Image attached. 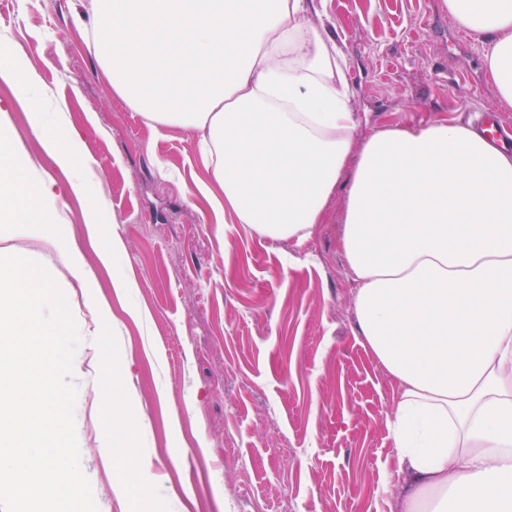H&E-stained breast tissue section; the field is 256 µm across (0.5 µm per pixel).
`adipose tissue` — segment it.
Here are the masks:
<instances>
[{"label":"adipose tissue","mask_w":512,"mask_h":512,"mask_svg":"<svg viewBox=\"0 0 512 512\" xmlns=\"http://www.w3.org/2000/svg\"><path fill=\"white\" fill-rule=\"evenodd\" d=\"M88 34L113 92L155 135L193 131L230 214L256 236L302 246L343 172L341 247L356 288L360 343L395 388L386 424L398 451L391 512H512V152L472 128L432 121L363 143L336 37L315 0H93ZM484 38L488 74L512 106V0H443ZM57 166L75 168L65 113H48L36 68L13 71ZM30 178L25 221L53 224L66 196ZM122 383L102 380L112 433L102 457L135 494L146 467Z\"/></svg>","instance_id":"obj_1"}]
</instances>
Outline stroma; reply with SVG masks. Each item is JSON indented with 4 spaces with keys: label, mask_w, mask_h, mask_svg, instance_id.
<instances>
[{
    "label": "stroma",
    "mask_w": 512,
    "mask_h": 512,
    "mask_svg": "<svg viewBox=\"0 0 512 512\" xmlns=\"http://www.w3.org/2000/svg\"><path fill=\"white\" fill-rule=\"evenodd\" d=\"M355 88L356 140L434 120L465 123L479 108L512 133L483 62L479 37L456 28L442 0H326ZM91 0H0V43L16 68L35 62L79 135L87 199L68 197L66 220L19 233L8 252L44 265L64 291L82 342L74 358L81 468L99 512H391L387 474L396 462L386 419L391 384L360 344L353 283L340 247L347 184L339 182L317 234L292 248L217 221L197 184L196 140L157 136L112 91L87 47ZM13 142L51 176L27 104L0 77V112ZM100 241H91L90 222ZM126 249L102 266L101 241ZM80 251L112 331L93 335L86 289L61 265L55 241ZM138 290L114 295L113 280ZM146 310L145 321L129 312ZM125 385L159 496L119 493L124 467L97 448L98 352Z\"/></svg>",
    "instance_id": "35a3bbf8"
}]
</instances>
